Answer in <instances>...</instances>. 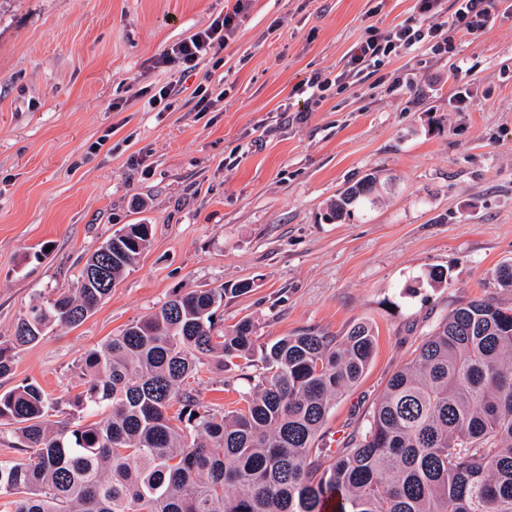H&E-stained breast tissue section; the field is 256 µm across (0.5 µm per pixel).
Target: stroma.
I'll return each mask as SVG.
<instances>
[{
  "label": "stroma",
  "instance_id": "1",
  "mask_svg": "<svg viewBox=\"0 0 512 512\" xmlns=\"http://www.w3.org/2000/svg\"><path fill=\"white\" fill-rule=\"evenodd\" d=\"M234 3L0 0V342L31 304L74 290L115 231L153 227L111 296L20 348L0 392L37 382L63 419L86 422L67 399L87 351L176 292L247 280L220 315L227 327L250 318L263 342L374 329L366 371L322 430L321 447L341 448L452 309L512 305L496 277L512 263V0L478 38L403 51L312 106L304 80L342 70L370 28L415 15L416 0H252L194 73L155 66ZM178 78L171 110L151 107ZM369 175L382 183L373 202L325 221L330 200ZM192 386L207 408L241 404L234 372L208 369Z\"/></svg>",
  "mask_w": 512,
  "mask_h": 512
}]
</instances>
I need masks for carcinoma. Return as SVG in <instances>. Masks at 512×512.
I'll use <instances>...</instances> for the list:
<instances>
[{
  "label": "carcinoma",
  "mask_w": 512,
  "mask_h": 512,
  "mask_svg": "<svg viewBox=\"0 0 512 512\" xmlns=\"http://www.w3.org/2000/svg\"><path fill=\"white\" fill-rule=\"evenodd\" d=\"M376 178L327 208L338 222ZM151 224H126L87 259L104 281L36 302L0 342V377L14 350L58 322L78 326L148 247ZM250 283L175 293L81 358L68 405L99 421L49 422L35 382L0 394L24 457L0 461L3 512H512V307L493 297L453 310L389 381L368 426L328 466L315 443L336 398L357 382L375 335L303 332L256 346L255 325L218 328L224 296ZM218 365L238 371L244 405L202 408L183 383Z\"/></svg>",
  "instance_id": "carcinoma-1"
}]
</instances>
